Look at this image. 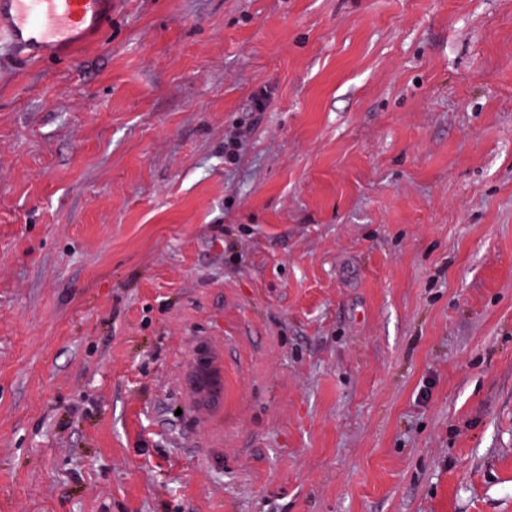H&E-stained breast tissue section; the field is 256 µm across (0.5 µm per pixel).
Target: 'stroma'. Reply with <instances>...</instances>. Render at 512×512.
<instances>
[{
    "label": "stroma",
    "instance_id": "1",
    "mask_svg": "<svg viewBox=\"0 0 512 512\" xmlns=\"http://www.w3.org/2000/svg\"><path fill=\"white\" fill-rule=\"evenodd\" d=\"M0 512H512V0H112L0 71Z\"/></svg>",
    "mask_w": 512,
    "mask_h": 512
}]
</instances>
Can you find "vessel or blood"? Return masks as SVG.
I'll use <instances>...</instances> for the list:
<instances>
[{
    "mask_svg": "<svg viewBox=\"0 0 512 512\" xmlns=\"http://www.w3.org/2000/svg\"><path fill=\"white\" fill-rule=\"evenodd\" d=\"M111 15L112 0H0V64L73 60Z\"/></svg>",
    "mask_w": 512,
    "mask_h": 512,
    "instance_id": "b4317fda",
    "label": "vessel or blood"
}]
</instances>
